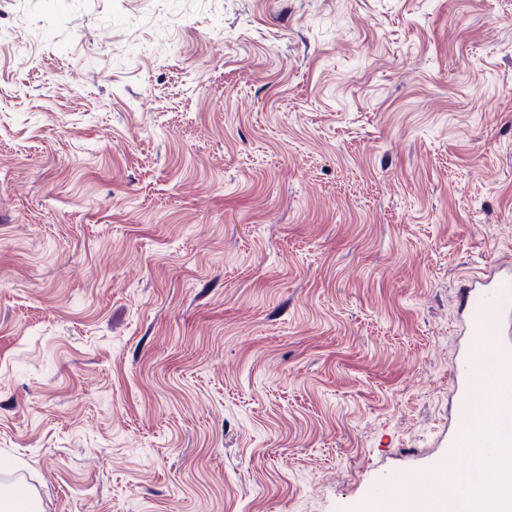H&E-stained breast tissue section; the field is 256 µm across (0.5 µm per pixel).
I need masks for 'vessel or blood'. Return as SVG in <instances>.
I'll list each match as a JSON object with an SVG mask.
<instances>
[{
    "label": "vessel or blood",
    "instance_id": "b4317fda",
    "mask_svg": "<svg viewBox=\"0 0 512 512\" xmlns=\"http://www.w3.org/2000/svg\"><path fill=\"white\" fill-rule=\"evenodd\" d=\"M464 330L471 347L451 366L450 384L456 395V426L448 438V450L435 462V473L455 474L462 467L465 448H512V430L504 423L512 418V266L501 265L486 274L467 278L458 290ZM488 389L479 418L470 413L473 393ZM412 485L376 488L361 512L375 503L396 500L409 506Z\"/></svg>",
    "mask_w": 512,
    "mask_h": 512
}]
</instances>
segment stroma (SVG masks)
<instances>
[{
  "label": "stroma",
  "instance_id": "35a3bbf8",
  "mask_svg": "<svg viewBox=\"0 0 512 512\" xmlns=\"http://www.w3.org/2000/svg\"><path fill=\"white\" fill-rule=\"evenodd\" d=\"M0 491L346 512L429 474L512 260V0H0Z\"/></svg>",
  "mask_w": 512,
  "mask_h": 512
}]
</instances>
